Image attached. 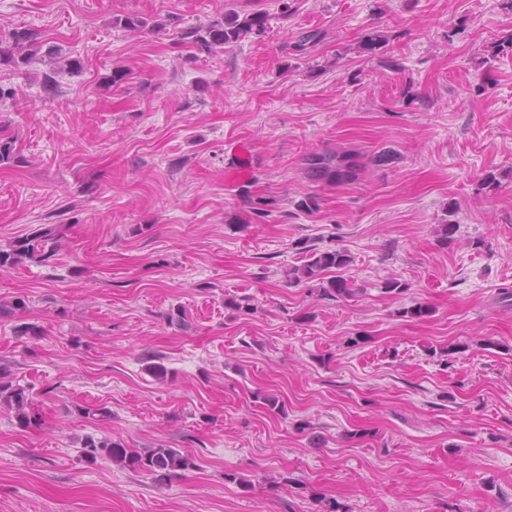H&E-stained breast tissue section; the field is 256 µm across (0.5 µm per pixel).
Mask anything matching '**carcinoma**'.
I'll return each instance as SVG.
<instances>
[{"instance_id": "obj_1", "label": "carcinoma", "mask_w": 512, "mask_h": 512, "mask_svg": "<svg viewBox=\"0 0 512 512\" xmlns=\"http://www.w3.org/2000/svg\"><path fill=\"white\" fill-rule=\"evenodd\" d=\"M114 25L127 32L140 33L148 28L149 20L139 14H127L115 20ZM269 25L268 15L255 11L241 14L234 8L213 17L205 24L192 25L177 31L179 39L200 54H212L216 49L238 42L251 35L261 36ZM44 53L53 65L51 72L43 75L44 90L56 87L55 75L66 72L81 73L79 59L71 57L59 46L44 47L40 33L33 28L16 27L6 36L0 35V68L19 69L28 65L39 54ZM304 172L308 180L321 184H340L357 177L360 171L359 155L349 150L309 152L304 158ZM60 226L47 224L35 233L17 239L10 249L0 248V269H8L23 263V260L44 261L51 257L61 245ZM302 264L288 269V284L299 285L312 281L320 282V297L334 300L353 294L350 283L339 272L352 262L343 249L321 250L304 242L300 243ZM333 276L327 278L325 274ZM7 406L14 413L17 425L29 428L37 425L40 413L29 387L19 384L10 370L0 365V406ZM107 457L122 468L151 477L157 485L171 484L194 467L189 454L176 448L159 445L140 451L124 447L106 436H88L83 442L82 457L93 465L99 457Z\"/></svg>"}]
</instances>
